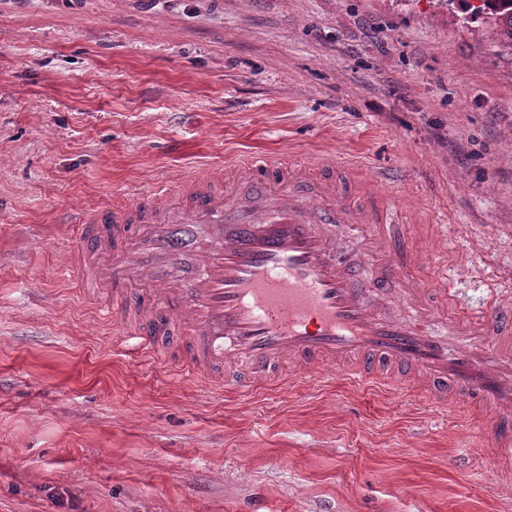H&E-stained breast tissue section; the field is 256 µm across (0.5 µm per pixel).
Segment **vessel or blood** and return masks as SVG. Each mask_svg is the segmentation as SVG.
<instances>
[{
    "label": "vessel or blood",
    "instance_id": "1",
    "mask_svg": "<svg viewBox=\"0 0 512 512\" xmlns=\"http://www.w3.org/2000/svg\"><path fill=\"white\" fill-rule=\"evenodd\" d=\"M350 163L292 169L260 155L137 203L81 211L71 254L85 297L124 350L248 396L324 365L357 386L469 399L512 449V302L458 305L447 278L421 287L398 222L402 199L346 190Z\"/></svg>",
    "mask_w": 512,
    "mask_h": 512
}]
</instances>
